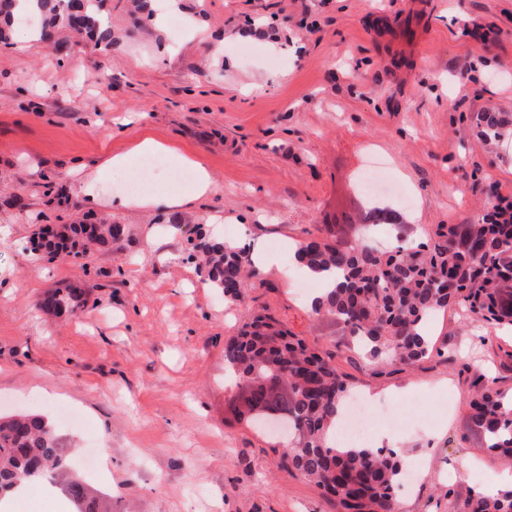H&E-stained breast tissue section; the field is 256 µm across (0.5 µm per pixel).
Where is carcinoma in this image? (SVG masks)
<instances>
[{
    "mask_svg": "<svg viewBox=\"0 0 512 512\" xmlns=\"http://www.w3.org/2000/svg\"><path fill=\"white\" fill-rule=\"evenodd\" d=\"M37 5L39 40L69 25L96 46L112 45L103 0H80L79 11L72 13L61 8V0H37ZM511 125L505 112H478L471 129L491 141L503 138ZM496 210L495 204L488 207L477 223L431 225L410 255L401 246L382 251L325 228L328 238L301 242L295 252L313 272L336 276L334 288L312 300L313 313L335 319L352 346L383 368L412 366L431 355L435 345L427 323L450 308L494 327H512V223H491ZM359 221L403 223L395 210H368ZM118 233L114 224H73L68 237L86 251L107 245ZM199 249L206 257L207 282L223 290L225 300L243 302L254 276L250 252L218 240ZM79 298L72 289L55 291L43 306L59 314L73 310ZM224 361L242 387L247 411L255 412L249 421L274 419L288 426L295 438L282 448V463L313 482L336 512H400L401 459L382 448L336 442L349 385L332 356L289 334L273 317L256 315L226 342ZM467 425L487 438L490 451L512 460V404H505L497 379H485L471 394ZM33 480L61 486L77 512H112V500L76 474L68 449L44 416H0V498ZM465 509L512 512V490L476 493Z\"/></svg>",
    "mask_w": 512,
    "mask_h": 512,
    "instance_id": "cac0c4a2",
    "label": "carcinoma"
}]
</instances>
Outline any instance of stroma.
<instances>
[{"label":"stroma","mask_w":512,"mask_h":512,"mask_svg":"<svg viewBox=\"0 0 512 512\" xmlns=\"http://www.w3.org/2000/svg\"><path fill=\"white\" fill-rule=\"evenodd\" d=\"M149 2L145 15L106 0L105 51L66 28L49 46L17 27L0 44V412L47 415L116 512H336L233 416L224 344L265 313L393 411L398 454L419 474L399 491L402 512H448L495 483L512 467L468 429L466 397L481 376L512 393V334L441 313L436 354L383 369L349 353L332 320H312L280 259L324 224L358 235L342 218L372 150L414 200L411 239L478 218L476 179L512 196V137L492 145L470 129L474 113L512 114V0H179L173 19H192V33L157 22L167 0ZM473 22L492 40L468 35ZM129 112L141 127L124 124ZM144 133L206 164L212 192L118 209L120 174L101 203H77L75 169ZM103 223L122 229L107 246L63 259L30 249L41 227ZM212 236L264 253L240 304L204 282L196 245ZM68 285L85 291L77 314L41 308Z\"/></svg>","instance_id":"obj_1"}]
</instances>
